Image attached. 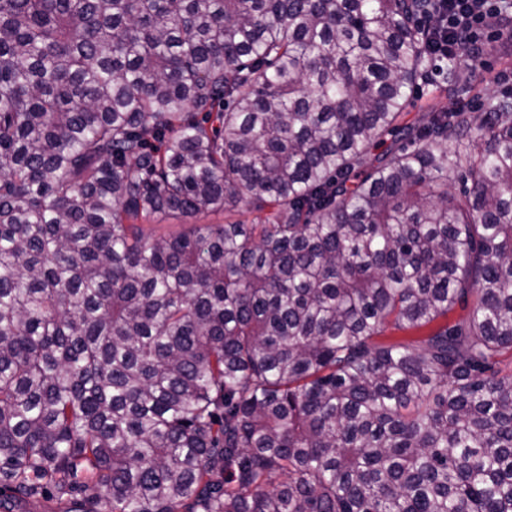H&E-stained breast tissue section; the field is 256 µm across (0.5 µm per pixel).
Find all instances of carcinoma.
<instances>
[{"mask_svg": "<svg viewBox=\"0 0 512 512\" xmlns=\"http://www.w3.org/2000/svg\"><path fill=\"white\" fill-rule=\"evenodd\" d=\"M436 9L0 0V492L512 512V92ZM259 215L256 211H219V212H200L191 216L178 215H159L154 221L145 225L147 234L153 236L163 234H178L188 231L194 225L202 226L204 224H231L242 222L243 224H253L257 222Z\"/></svg>", "mask_w": 512, "mask_h": 512, "instance_id": "1", "label": "carcinoma"}]
</instances>
